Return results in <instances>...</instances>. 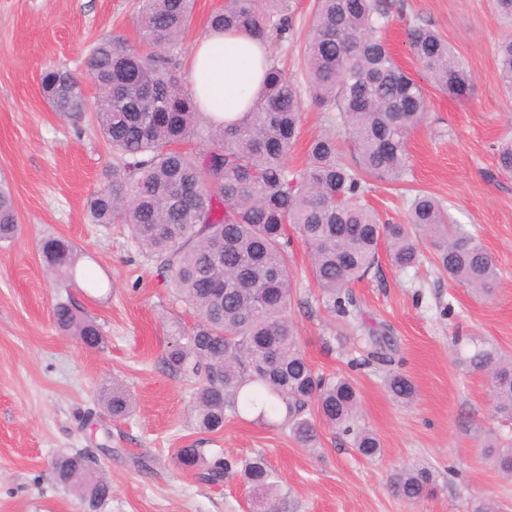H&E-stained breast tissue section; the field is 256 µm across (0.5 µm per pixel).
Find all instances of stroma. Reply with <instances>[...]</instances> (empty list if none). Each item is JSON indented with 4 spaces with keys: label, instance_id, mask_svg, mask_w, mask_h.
I'll return each instance as SVG.
<instances>
[{
    "label": "stroma",
    "instance_id": "35a3bbf8",
    "mask_svg": "<svg viewBox=\"0 0 512 512\" xmlns=\"http://www.w3.org/2000/svg\"><path fill=\"white\" fill-rule=\"evenodd\" d=\"M386 33L398 63L425 84L427 117L408 140L412 186L436 196L451 219L493 255L500 282L475 297L433 266L422 242L419 267L399 270L387 257L356 283L362 316L331 313L308 273L309 256L293 239L292 303L301 349L327 375L346 374L360 393L361 425L379 438L374 458L324 428L320 448H300L288 428L228 418L218 433L201 430L191 410L193 381L164 371L159 358L176 325L194 317L154 258L123 224H93L86 202L114 157L96 125L74 126L40 89L50 65L66 68L95 95L86 60L109 36L139 44L138 0H0V182L19 216L14 239L0 242V512H87L72 490L50 478L52 459L91 450L112 484L97 512H256L239 473L211 485L173 463L194 444L244 462L263 457L278 476L289 512H473L483 501L512 512V478L489 459L512 442V419L497 412L487 377L469 372L475 348L512 356V176H500L495 148L512 136V97L499 83L495 45L504 36L492 0H402ZM433 26L468 66L466 102L428 86L405 38ZM60 236L76 248V275L57 285L40 244ZM70 300L101 327L104 344L86 348L58 331L53 307ZM388 345L368 360L376 335ZM361 360L351 368L350 360ZM418 390L408 406L385 390L390 372ZM120 381L136 409L115 421L102 408L101 386ZM420 463L434 491L412 503L388 489L400 467Z\"/></svg>",
    "mask_w": 512,
    "mask_h": 512
}]
</instances>
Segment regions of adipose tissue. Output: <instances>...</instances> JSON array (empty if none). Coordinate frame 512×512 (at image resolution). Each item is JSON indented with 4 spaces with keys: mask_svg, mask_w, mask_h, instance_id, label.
<instances>
[{
    "mask_svg": "<svg viewBox=\"0 0 512 512\" xmlns=\"http://www.w3.org/2000/svg\"><path fill=\"white\" fill-rule=\"evenodd\" d=\"M267 43L245 34H210L188 55L186 77L203 111L225 118L245 112L261 88Z\"/></svg>",
    "mask_w": 512,
    "mask_h": 512,
    "instance_id": "obj_1",
    "label": "adipose tissue"
}]
</instances>
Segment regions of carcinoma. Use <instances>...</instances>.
<instances>
[{"label": "carcinoma", "mask_w": 512, "mask_h": 512, "mask_svg": "<svg viewBox=\"0 0 512 512\" xmlns=\"http://www.w3.org/2000/svg\"><path fill=\"white\" fill-rule=\"evenodd\" d=\"M194 0H142L138 19L144 52L103 39L87 59L98 88L89 101L69 70L49 67L41 76L54 111L78 125L86 116L118 153L120 166L105 171L87 200L93 224H127L138 247L155 258L179 298L198 320L178 330L160 357L162 368L199 381L193 393L200 429L216 433L229 416L253 414L257 421L288 427L295 442L315 451L317 421L349 437L363 456L381 452L379 439L358 424L359 394L350 380L325 376L298 346L288 317L293 273L288 226L310 253V273L332 312L352 318L357 301L351 285L378 266L387 243L390 263L401 269L420 262V239L435 248L438 268L473 293L489 296L499 269L492 255L454 223L435 197L419 192L409 200L407 221L384 224L368 204L378 182L405 181L407 139L425 119L424 88L397 63L385 30L392 0H314L308 35L298 46L301 77L269 58L261 91L248 112L219 119L201 110L197 93L180 75L181 43L193 20ZM299 0H224L207 18L214 32L246 33L267 40L271 33L296 43L293 22ZM409 48L433 87L465 101L472 78L451 44L426 23L406 30ZM502 88L512 93V33L497 44ZM334 113L331 128L308 145L305 163L288 165L298 141L305 101ZM209 143L203 151L184 146ZM498 171L512 174V138L496 149ZM18 215L11 191L0 184V241L12 239ZM55 281L75 275L72 244L48 237L40 245ZM56 328L80 341L103 344L99 325L81 317L71 301L53 309ZM475 373L490 375L500 412L512 418V364L492 348L467 359ZM387 390L398 402L416 394L410 378L393 373ZM114 419L134 411L135 400L114 381L101 395ZM86 453L55 458L54 481L78 491L94 512L112 495L97 473L85 489ZM498 470L512 474V445L497 450ZM175 464L213 485L224 482L234 463L207 456L195 445L177 449ZM240 476L258 512H288L279 481L262 457ZM392 492L419 501L432 492L424 466L393 474Z\"/></svg>", "instance_id": "1"}]
</instances>
